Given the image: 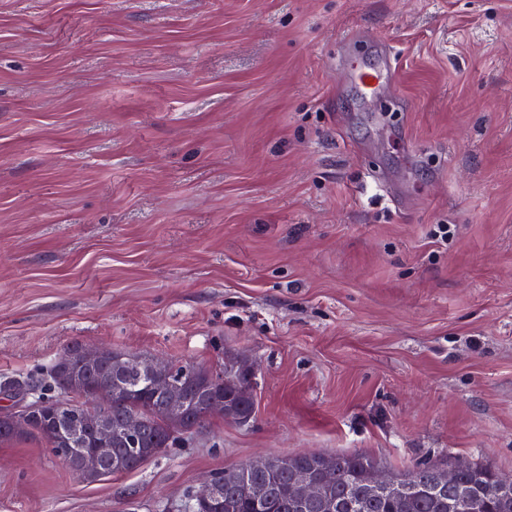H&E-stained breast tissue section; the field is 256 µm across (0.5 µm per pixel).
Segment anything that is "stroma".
Here are the masks:
<instances>
[{
	"label": "stroma",
	"instance_id": "obj_1",
	"mask_svg": "<svg viewBox=\"0 0 512 512\" xmlns=\"http://www.w3.org/2000/svg\"><path fill=\"white\" fill-rule=\"evenodd\" d=\"M73 342L246 359L255 413L95 481L18 434L0 512L301 453L512 478V0H0V386ZM352 78L366 99L377 98L390 89L388 71L385 68L360 64L352 73Z\"/></svg>",
	"mask_w": 512,
	"mask_h": 512
}]
</instances>
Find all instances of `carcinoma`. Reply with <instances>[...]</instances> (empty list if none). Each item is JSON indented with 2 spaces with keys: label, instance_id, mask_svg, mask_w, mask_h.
Listing matches in <instances>:
<instances>
[{
  "label": "carcinoma",
  "instance_id": "cac0c4a2",
  "mask_svg": "<svg viewBox=\"0 0 512 512\" xmlns=\"http://www.w3.org/2000/svg\"><path fill=\"white\" fill-rule=\"evenodd\" d=\"M82 348L83 344L73 342L66 346L58 360H72L84 385L112 389V424L123 423L133 413L142 419L138 433L112 440V457L102 464L103 470L112 475L132 472L140 467L145 456L151 455L152 449L162 444L168 448L176 441L174 437L166 439L167 398L153 386L144 370L120 376L108 361L93 367L81 365L76 355ZM239 370L240 359L224 361V388H209L211 396L222 397L232 405L227 415L231 421L235 420L237 413L253 412L252 394L242 391L244 382ZM198 371L199 368L190 363L172 365V378L181 385L185 396L184 427L187 431L202 427L207 420L196 378ZM17 386L31 387L39 397L44 395L52 398L57 392L50 368L32 379L17 383ZM66 411L72 419L82 417L83 403L79 394L70 396L60 410L47 408L33 416V425L27 433L40 438L54 457L76 471L78 457L72 445L63 440L60 434V416ZM334 460L332 471L319 474L320 481L334 501V512H448V505L459 498L458 487L466 484L469 485V494L462 512H512V496L507 499L502 497L497 473L476 464L473 468L479 475L462 472L455 482L442 486L437 481L439 468L425 462L416 463L396 475L398 482L413 486L412 494L372 496L367 491L365 475L369 469L377 466L376 460L362 453L338 454ZM218 477L224 480L223 512H323L317 503L296 504L288 499L286 473L272 480L249 462L220 471ZM254 485L268 487L267 497L262 504L255 503L252 498L249 487Z\"/></svg>",
  "mask_w": 512,
  "mask_h": 512
}]
</instances>
